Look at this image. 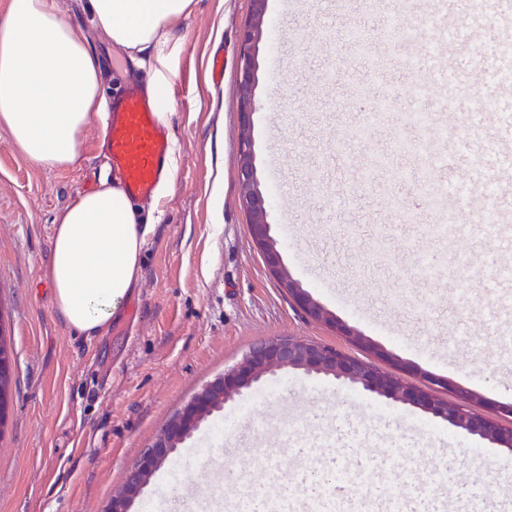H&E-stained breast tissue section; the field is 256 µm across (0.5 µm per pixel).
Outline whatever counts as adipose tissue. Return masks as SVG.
<instances>
[{
	"mask_svg": "<svg viewBox=\"0 0 512 512\" xmlns=\"http://www.w3.org/2000/svg\"><path fill=\"white\" fill-rule=\"evenodd\" d=\"M196 0H89L93 26L128 54H153V77L168 87L173 23ZM100 65L56 0H9L0 17V126L20 152L47 169L73 168L85 129L102 115ZM153 230L119 179L75 197L54 223L46 276L52 305L77 335L99 337L142 275Z\"/></svg>",
	"mask_w": 512,
	"mask_h": 512,
	"instance_id": "obj_1",
	"label": "adipose tissue"
}]
</instances>
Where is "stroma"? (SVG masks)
Wrapping results in <instances>:
<instances>
[{"label": "stroma", "mask_w": 512, "mask_h": 512, "mask_svg": "<svg viewBox=\"0 0 512 512\" xmlns=\"http://www.w3.org/2000/svg\"><path fill=\"white\" fill-rule=\"evenodd\" d=\"M59 2L106 65L103 92L127 79L149 80V67L132 64L94 31L88 0ZM279 2H268L252 116L271 234L292 277L374 350L306 316L255 250L239 200L236 68L251 2L197 0L175 24L181 43L168 98L172 179L164 196L139 204L155 230L139 286L106 336L75 335L55 313L45 275L57 214L112 172L102 128L91 124L76 166L60 171L31 163L0 127V331L15 359L14 406L0 431V512H102L168 419L252 345L277 337L370 360L384 351L407 366L409 385L422 386L429 373L437 380L434 397L454 400L460 386L481 397L484 414L512 423L499 412L512 404V350L498 346L486 317L500 290L489 268L498 242L483 234L468 205L453 236L430 234L442 212L418 199L416 156L401 157L408 177L392 182L389 196L371 193L346 208L338 195L354 174L327 160L340 141L366 162L370 146L351 136L365 101L390 93L403 111L428 108L404 61L430 43L421 24L430 0H381L377 7L370 0H295L284 12ZM385 15L394 26L388 44L376 38ZM352 26L372 36L383 65L378 76L353 68ZM217 53L224 56L219 85L210 72ZM326 68L335 70L334 84L318 82ZM475 130L467 110L435 116L426 135L391 113L371 138L380 148L398 136L425 139L429 150L446 153L441 176L455 185L466 180ZM314 179L324 185L317 196L307 189ZM282 182L284 201L277 196ZM400 207L411 208L410 223H396ZM424 256L436 262L437 276L418 274ZM228 417L235 420L230 429ZM302 443L309 454L330 456L347 444L365 445L410 474L429 469L432 456L450 458L463 488L484 483L483 462L512 466L505 449L418 408L298 371L228 403L155 474L133 512H171L184 482H223L239 492L231 473L259 482L265 457L292 465Z\"/></svg>", "instance_id": "obj_1"}]
</instances>
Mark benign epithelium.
Masks as SVG:
<instances>
[{"label": "benign epithelium", "mask_w": 512, "mask_h": 512, "mask_svg": "<svg viewBox=\"0 0 512 512\" xmlns=\"http://www.w3.org/2000/svg\"><path fill=\"white\" fill-rule=\"evenodd\" d=\"M266 10L267 0H251L252 18L241 37L238 51L240 201L250 216L253 246L262 256L268 272L288 291L295 305L306 315L316 321L329 323L333 321L332 316L291 277L284 266L280 248L270 235L268 198L260 188L252 115L259 82V45L265 35ZM296 371L341 381L353 389L375 394L390 403L419 408L470 436L512 453V426L500 425L478 412L475 405L479 397L469 390H458V400L455 402L440 400L427 389L413 388L401 377L341 349L319 342L277 338L252 346L234 368L215 377L195 393L156 435L124 483L113 492L102 512H131L154 475L209 417L222 411L227 403L253 385Z\"/></svg>", "instance_id": "obj_1"}]
</instances>
